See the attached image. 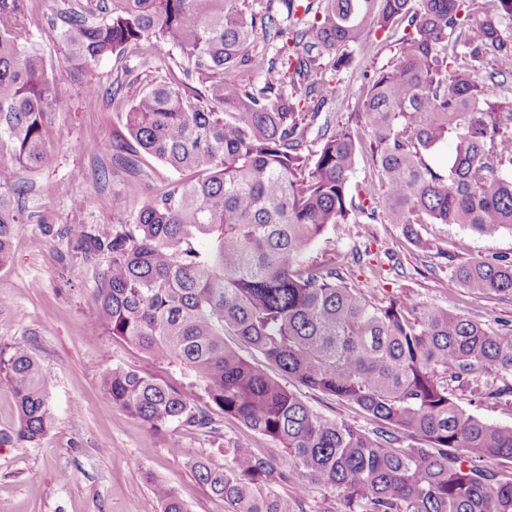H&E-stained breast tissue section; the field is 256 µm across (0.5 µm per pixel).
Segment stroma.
I'll return each mask as SVG.
<instances>
[{
	"instance_id": "stroma-1",
	"label": "stroma",
	"mask_w": 512,
	"mask_h": 512,
	"mask_svg": "<svg viewBox=\"0 0 512 512\" xmlns=\"http://www.w3.org/2000/svg\"><path fill=\"white\" fill-rule=\"evenodd\" d=\"M61 0H38L32 37L43 55L47 74L56 82L59 100L51 115L50 161L41 171L24 174L21 218L13 240V258L0 269V348L21 345L45 367L53 425L37 446L16 439L18 410L0 376V512H162L154 481L173 486L188 512H225L224 503L196 477L190 457L203 455L223 465V448L240 444L279 453L278 444L232 418L223 419V439L184 429L158 439L149 426L112 406L100 388L103 374L121 366L145 371L162 382L181 381L177 367L150 360L138 347L112 337L93 316L96 280L107 257H77L59 231L70 224L111 228L117 216L99 199L127 194L131 182L141 186L140 201L177 184L178 174L148 157L141 173L114 172L109 145L125 132L132 100L147 84L166 80L177 59L165 45L151 57L127 54L128 77H119L114 59L98 63L104 93L90 98L83 81L69 69L57 39L44 28L43 16L55 13ZM400 32H379L351 51L348 68L327 71L350 93H358L400 49ZM121 82V101L109 91ZM422 237L434 240L438 254L411 244L398 224H338L303 254L306 263L335 261L348 285L362 288L377 301L411 297L455 310L498 331L512 328V294H476L455 284L459 264L495 256L512 258V233L495 238L465 234L452 224H422ZM283 387L300 393L322 415L350 421L370 431L375 420L356 406L299 386L272 370ZM110 451H103V444ZM178 452H171L170 444Z\"/></svg>"
}]
</instances>
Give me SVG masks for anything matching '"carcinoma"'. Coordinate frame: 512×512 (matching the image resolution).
<instances>
[{
    "label": "carcinoma",
    "instance_id": "obj_1",
    "mask_svg": "<svg viewBox=\"0 0 512 512\" xmlns=\"http://www.w3.org/2000/svg\"><path fill=\"white\" fill-rule=\"evenodd\" d=\"M239 0H63L47 18L92 98L96 64L126 51L180 54L169 81L151 84L126 112L127 134L111 144L112 169L133 172L148 155L180 175L179 186L134 209L139 186L101 200L130 214L104 230L64 231L87 260L109 258L95 288L94 318L184 373L160 383L114 368L108 400L164 436L170 427L223 438L234 417L280 444L224 448V467L192 459L225 512H303L315 488L344 493L346 512H512V478L469 464L512 463V426L490 423L457 402L452 384L487 398L512 386L480 383L512 374V329L488 330L445 307L412 298L372 303L336 268L301 264L308 247L358 211L401 224L429 252L417 224H457L484 237L512 232V97L490 85L512 77V0L466 10L468 0H277L248 16ZM32 0H0V268L11 262L22 171L46 166L57 88L32 44ZM405 25L395 63L357 96L370 141L325 124L305 151L312 122L345 97L325 80L348 66L349 49ZM276 55H254L257 33ZM262 74L248 85L241 73ZM195 79L198 90L187 80ZM314 103L310 122L294 94ZM443 172L426 161L448 139ZM369 150L383 189L369 209L350 196L358 156ZM453 280L479 293H512V259L459 265ZM234 336L300 385L356 405L380 422L373 434L320 415L244 359ZM19 413L16 437L36 446L52 426L43 366L20 345L0 349ZM425 442L395 447L398 435ZM296 485L293 497L275 491ZM154 494L163 512H187L166 482Z\"/></svg>",
    "mask_w": 512,
    "mask_h": 512
}]
</instances>
